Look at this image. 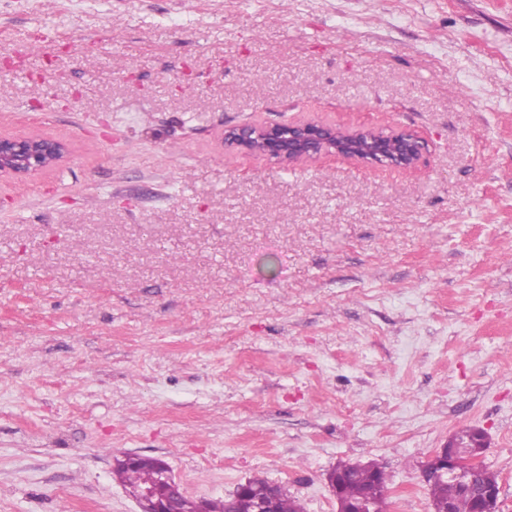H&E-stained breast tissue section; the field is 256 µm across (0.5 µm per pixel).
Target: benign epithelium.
Here are the masks:
<instances>
[{
	"instance_id": "obj_1",
	"label": "benign epithelium",
	"mask_w": 512,
	"mask_h": 512,
	"mask_svg": "<svg viewBox=\"0 0 512 512\" xmlns=\"http://www.w3.org/2000/svg\"><path fill=\"white\" fill-rule=\"evenodd\" d=\"M224 143L241 147L251 153L266 156L286 166L333 155L358 161L365 165L406 171L417 166L428 150L427 141L416 132L406 129L380 130L360 127L345 134L330 125L313 121L278 124H243L224 129ZM65 145L41 136H0V175L28 176L55 166L64 156ZM486 449L475 442L465 444L462 431H456L448 441L434 451L423 464V479L446 477L477 492L481 512H495L499 506L500 488L497 485H476L486 468L483 457ZM327 481L336 495V512H369L365 504L347 506L339 497L340 478L327 473ZM166 494L153 489L133 493L141 512H174V500L185 496L179 482L166 470ZM272 490L256 493L257 512H275Z\"/></svg>"
}]
</instances>
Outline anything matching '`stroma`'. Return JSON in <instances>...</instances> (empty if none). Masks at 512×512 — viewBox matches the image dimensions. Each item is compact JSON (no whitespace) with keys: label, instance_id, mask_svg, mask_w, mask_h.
Listing matches in <instances>:
<instances>
[{"label":"stroma","instance_id":"35a3bbf8","mask_svg":"<svg viewBox=\"0 0 512 512\" xmlns=\"http://www.w3.org/2000/svg\"><path fill=\"white\" fill-rule=\"evenodd\" d=\"M1 52L0 135L69 153L0 179V512H140L126 452L305 512L373 459L429 512L466 427L512 512V0H0ZM306 120L428 151L224 144ZM363 138L371 147L358 151ZM224 143L286 166L333 155L399 171L414 169L428 150L427 141L411 130L360 127L340 134L335 126L313 121L233 126L225 128Z\"/></svg>","mask_w":512,"mask_h":512}]
</instances>
